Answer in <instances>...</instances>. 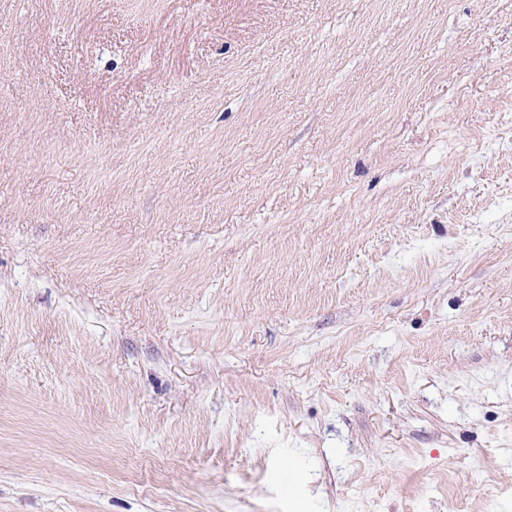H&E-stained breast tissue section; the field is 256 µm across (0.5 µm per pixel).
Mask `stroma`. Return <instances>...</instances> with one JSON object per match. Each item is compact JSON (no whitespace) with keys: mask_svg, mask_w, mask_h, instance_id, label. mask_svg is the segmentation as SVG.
<instances>
[{"mask_svg":"<svg viewBox=\"0 0 512 512\" xmlns=\"http://www.w3.org/2000/svg\"><path fill=\"white\" fill-rule=\"evenodd\" d=\"M0 512H512V0H0Z\"/></svg>","mask_w":512,"mask_h":512,"instance_id":"obj_1","label":"stroma"}]
</instances>
